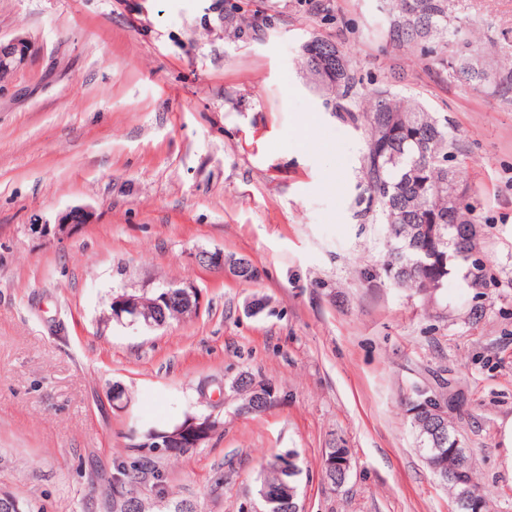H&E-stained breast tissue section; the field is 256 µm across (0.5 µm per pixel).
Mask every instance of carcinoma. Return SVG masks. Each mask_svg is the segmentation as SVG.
<instances>
[{
	"label": "carcinoma",
	"instance_id": "obj_1",
	"mask_svg": "<svg viewBox=\"0 0 512 512\" xmlns=\"http://www.w3.org/2000/svg\"><path fill=\"white\" fill-rule=\"evenodd\" d=\"M390 41L420 48L430 56L441 42L457 41L459 74L476 88H489L504 101L512 102V63L493 57L473 58L470 43L460 37L461 29L448 23V0H390L386 31ZM336 91L333 110L355 128L363 130L364 208L360 216L385 225L388 250L382 269L397 288L413 290L428 302H435L447 286L448 266L466 268V285L487 286L486 261L481 256L480 236L468 233L476 224L468 187L459 173L468 165L469 153L452 135L448 120L439 119L422 104L397 97L387 88H377L359 103V79L350 53L336 50ZM237 391L241 405L262 412V404L252 386L251 374L240 375ZM410 425L428 468L438 464L450 471L460 469L476 492V512H489L477 479L471 454L466 464L452 450L461 438L449 427L448 454L432 461L429 449L434 442L429 428L415 406L408 409ZM122 480L101 476L102 497L110 512H132L127 504L135 499L143 509L151 504L140 498L138 487L150 474L165 480V472L150 461L118 462ZM285 476L271 459L261 463L258 497L275 498Z\"/></svg>",
	"mask_w": 512,
	"mask_h": 512
}]
</instances>
